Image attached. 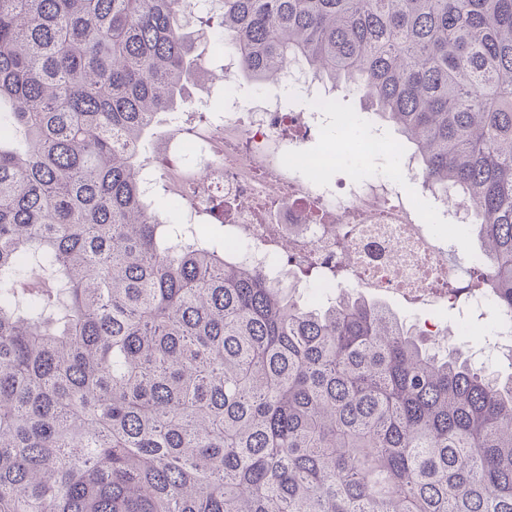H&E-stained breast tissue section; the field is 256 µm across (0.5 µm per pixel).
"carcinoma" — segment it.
I'll return each instance as SVG.
<instances>
[{
	"label": "carcinoma",
	"mask_w": 512,
	"mask_h": 512,
	"mask_svg": "<svg viewBox=\"0 0 512 512\" xmlns=\"http://www.w3.org/2000/svg\"><path fill=\"white\" fill-rule=\"evenodd\" d=\"M216 35L293 60L471 205L512 311V0H0V512H512V375L337 282L326 306L168 224L140 156Z\"/></svg>",
	"instance_id": "obj_1"
}]
</instances>
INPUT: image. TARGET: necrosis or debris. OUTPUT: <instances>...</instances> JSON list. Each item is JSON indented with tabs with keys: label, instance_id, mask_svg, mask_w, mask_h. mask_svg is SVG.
I'll return each instance as SVG.
<instances>
[{
	"label": "necrosis or debris",
	"instance_id": "necrosis-or-debris-1",
	"mask_svg": "<svg viewBox=\"0 0 512 512\" xmlns=\"http://www.w3.org/2000/svg\"><path fill=\"white\" fill-rule=\"evenodd\" d=\"M241 61L233 51L222 56L223 88L216 106L223 112L217 133L196 146L191 178L197 196L179 221L195 223L198 209L212 197L224 199V239L237 261L259 269L283 287L293 286L290 266L306 262L346 265L353 288L379 295L412 297L426 306L447 303L441 285L457 276L433 233L434 223H464L470 207L446 195H432L428 214L414 210L398 189L399 176L422 183L416 158L403 152L398 175L341 170V147L307 155L310 173L298 172L293 157L305 155L304 139L286 136L284 124L308 131L341 115L346 125L361 124V114L337 113L339 96L296 65L282 70L275 88L242 98L237 78ZM299 92L300 108L288 109L286 92ZM344 247H337V237ZM467 327L493 316L491 335L471 336L466 344L479 366L512 363V315L495 313L490 292L458 305Z\"/></svg>",
	"mask_w": 512,
	"mask_h": 512
}]
</instances>
